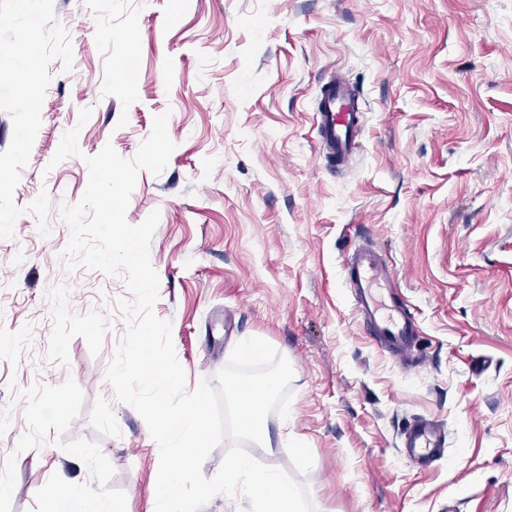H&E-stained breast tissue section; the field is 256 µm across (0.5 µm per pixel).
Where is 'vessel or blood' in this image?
<instances>
[{
	"label": "vessel or blood",
	"mask_w": 512,
	"mask_h": 512,
	"mask_svg": "<svg viewBox=\"0 0 512 512\" xmlns=\"http://www.w3.org/2000/svg\"><path fill=\"white\" fill-rule=\"evenodd\" d=\"M316 127L319 148L334 165H344L360 150L361 98L343 76L322 86ZM342 280L370 336L398 362H413L421 351L417 325L382 255L371 247L355 248L343 261ZM447 447L448 431L436 420L417 418L401 431L399 450L418 466L441 460Z\"/></svg>",
	"instance_id": "vessel-or-blood-1"
}]
</instances>
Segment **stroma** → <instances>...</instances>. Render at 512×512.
<instances>
[{"mask_svg": "<svg viewBox=\"0 0 512 512\" xmlns=\"http://www.w3.org/2000/svg\"><path fill=\"white\" fill-rule=\"evenodd\" d=\"M36 7L30 67L13 55L24 0H0V512H52L49 487L150 512L159 449L106 379L128 290L66 272L60 209L86 189L84 156L133 158L163 113L175 149L139 173L126 220L160 213L155 312L188 388L265 339L293 397L247 449L304 483L315 512H512V0ZM336 71L366 103L338 169L314 125ZM74 127L81 157L52 165ZM366 242L415 311L420 363L396 362L353 308L339 265ZM414 417L448 429L426 470L397 448Z\"/></svg>", "mask_w": 512, "mask_h": 512, "instance_id": "obj_1", "label": "stroma"}]
</instances>
